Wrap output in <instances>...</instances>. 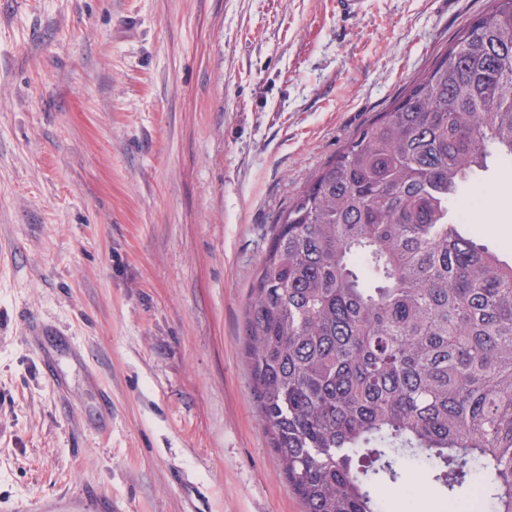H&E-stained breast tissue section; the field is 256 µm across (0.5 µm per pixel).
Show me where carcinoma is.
I'll return each mask as SVG.
<instances>
[{
  "instance_id": "obj_1",
  "label": "carcinoma",
  "mask_w": 512,
  "mask_h": 512,
  "mask_svg": "<svg viewBox=\"0 0 512 512\" xmlns=\"http://www.w3.org/2000/svg\"><path fill=\"white\" fill-rule=\"evenodd\" d=\"M491 2L273 227L245 355L303 512H384L407 461L455 512H512V261L460 206L512 162V0Z\"/></svg>"
}]
</instances>
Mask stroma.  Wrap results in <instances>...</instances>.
<instances>
[{
	"label": "stroma",
	"mask_w": 512,
	"mask_h": 512,
	"mask_svg": "<svg viewBox=\"0 0 512 512\" xmlns=\"http://www.w3.org/2000/svg\"><path fill=\"white\" fill-rule=\"evenodd\" d=\"M490 0H0V512H301L245 311L274 224ZM512 260V164L478 190ZM388 512H436L420 467Z\"/></svg>",
	"instance_id": "35a3bbf8"
}]
</instances>
